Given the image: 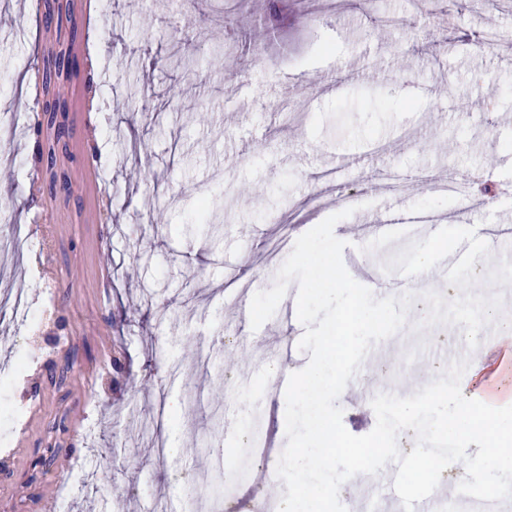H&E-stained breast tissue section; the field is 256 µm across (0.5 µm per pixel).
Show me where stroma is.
Wrapping results in <instances>:
<instances>
[{
	"mask_svg": "<svg viewBox=\"0 0 512 512\" xmlns=\"http://www.w3.org/2000/svg\"><path fill=\"white\" fill-rule=\"evenodd\" d=\"M54 1L71 9L78 69L68 111L53 114L20 79L60 50L55 24L29 0H0V212L32 233L23 258L0 255L25 298L0 315V512H161L171 498L222 512L253 483L258 450L231 440L234 469L218 477L209 443L234 410L285 448V397L252 374L305 328L276 311L232 365L224 340L296 239L337 213L330 195L352 188L349 206L371 214L512 226V128L489 124L512 120V0H467L452 28L432 0H288L277 41L258 48L239 27L254 0H108L89 20L79 0H40ZM178 40L197 78L167 64ZM352 59L386 74L353 76ZM476 173L468 196L435 188ZM357 221L334 234L368 272L424 238L353 239ZM502 242L471 287L501 297L499 323L512 318V236ZM196 250L206 264H192ZM390 343L409 393L435 379L401 335ZM455 352L469 388H512V335ZM172 397L182 414L163 432Z\"/></svg>",
	"mask_w": 512,
	"mask_h": 512,
	"instance_id": "stroma-1",
	"label": "stroma"
}]
</instances>
